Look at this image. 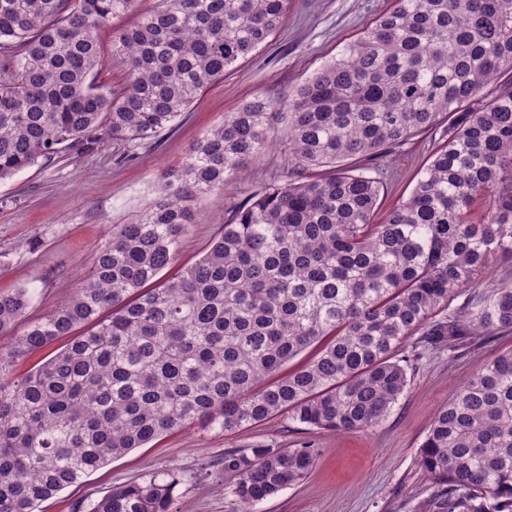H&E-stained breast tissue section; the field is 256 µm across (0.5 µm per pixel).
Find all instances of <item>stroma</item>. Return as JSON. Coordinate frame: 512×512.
I'll return each mask as SVG.
<instances>
[{
    "mask_svg": "<svg viewBox=\"0 0 512 512\" xmlns=\"http://www.w3.org/2000/svg\"><path fill=\"white\" fill-rule=\"evenodd\" d=\"M392 3L289 0L287 20L273 40L202 92L174 128L133 142L96 139L67 158L41 161L0 181V293L28 288L26 319H43L90 276L111 226L130 222L152 202L159 179L225 113L258 98L292 96ZM431 150L429 138L419 136L386 159L393 180L385 204L408 194ZM287 172L283 151L274 148L244 163L231 190L202 195L179 240L177 268L199 259L247 195ZM507 349H512L511 330L462 343L412 338L401 352L408 386L367 431L312 430L284 414L225 434L176 429L113 459L82 484L43 502L40 512H87L112 488L168 469L181 479L170 512H243L224 472L225 452L303 442L318 450L310 473L255 504L252 512H442L445 489L422 472L419 447L440 404L480 362Z\"/></svg>",
    "mask_w": 512,
    "mask_h": 512,
    "instance_id": "35a3bbf8",
    "label": "stroma"
}]
</instances>
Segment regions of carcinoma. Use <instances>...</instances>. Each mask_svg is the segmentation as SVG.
<instances>
[{"label":"carcinoma","mask_w":512,"mask_h":512,"mask_svg":"<svg viewBox=\"0 0 512 512\" xmlns=\"http://www.w3.org/2000/svg\"><path fill=\"white\" fill-rule=\"evenodd\" d=\"M137 0H0V180L101 132L121 141L174 125L209 85L269 42L288 0H155L112 39L126 66L96 78L99 28ZM437 143L381 221L369 165L410 139ZM282 144L288 177L251 195L177 276L201 195ZM512 256V0H394L340 58L278 103L255 99L204 133L135 221L112 227L85 284L15 334L28 289L0 293V512L39 504L179 427L235 432L278 414L317 430L382 421L408 386L415 335L512 329V281L478 309L489 259ZM83 329L76 335L74 331ZM68 343L26 376L17 360ZM296 370L282 368L303 351ZM318 449L224 453L246 505L302 480ZM448 512H512V349L483 361L436 410L419 451ZM160 472L90 512H170Z\"/></svg>","instance_id":"obj_1"}]
</instances>
